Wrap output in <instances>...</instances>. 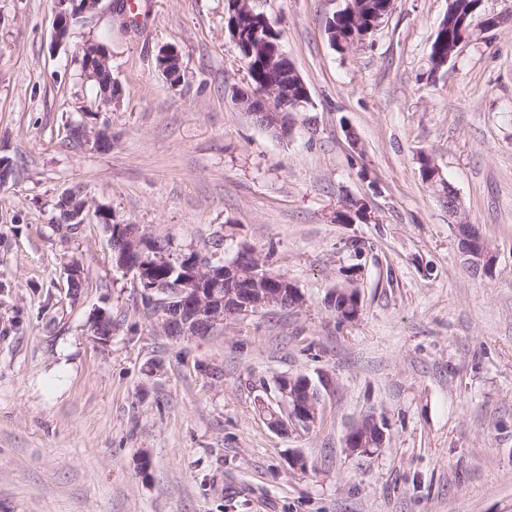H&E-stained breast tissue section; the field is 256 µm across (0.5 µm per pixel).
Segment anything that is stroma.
Instances as JSON below:
<instances>
[{
    "label": "stroma",
    "mask_w": 512,
    "mask_h": 512,
    "mask_svg": "<svg viewBox=\"0 0 512 512\" xmlns=\"http://www.w3.org/2000/svg\"><path fill=\"white\" fill-rule=\"evenodd\" d=\"M111 3L59 45L54 0H0V156L14 168L0 186V512H512V0H482L499 26L436 73L448 0H394L342 52L326 25L346 0H257L310 95L285 137L236 102L250 81L228 0H136L132 29ZM92 39L121 89L106 151L68 133L97 109L79 62ZM164 46L181 54L175 87ZM422 152L488 242L490 273L464 264ZM77 187L174 251L253 250L304 307L165 335L95 218L53 224ZM348 197L364 216L343 224ZM351 267L362 312L343 322L325 297ZM295 375L332 379L324 420L280 433L259 405ZM367 416L385 444L349 455Z\"/></svg>",
    "instance_id": "1"
}]
</instances>
